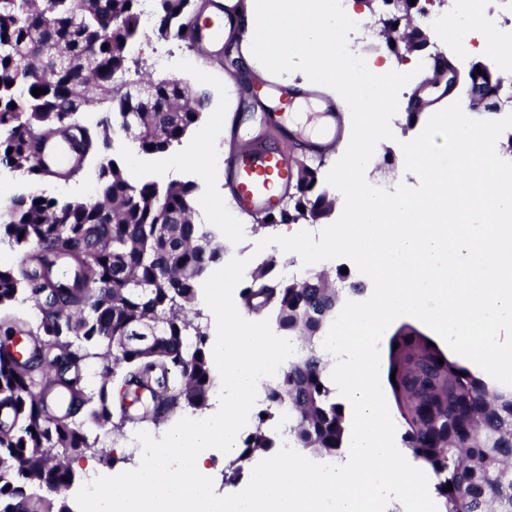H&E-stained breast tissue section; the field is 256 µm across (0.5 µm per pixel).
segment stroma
I'll list each match as a JSON object with an SVG mask.
<instances>
[{"label":"stroma","instance_id":"obj_1","mask_svg":"<svg viewBox=\"0 0 512 512\" xmlns=\"http://www.w3.org/2000/svg\"><path fill=\"white\" fill-rule=\"evenodd\" d=\"M350 7L371 25L369 37L359 45L365 55L387 58L393 69L405 71L411 70L414 61L429 57L430 51L426 48L409 50L402 47L398 52H391L380 34L378 23L385 11L382 0H351ZM502 44L504 49L498 53H469L455 58L460 68L484 65L503 79L498 107L491 111H474V118L495 120L512 113V37H504ZM135 58L139 69L152 79L176 78L193 89L206 92L208 107L175 149V153L183 157L179 166H171L172 155L133 151L128 139L119 132L111 136L108 157L117 159L124 167L133 168L135 177L142 181L162 185L172 181L194 182L197 198L202 203L200 213L205 222L219 228V241L226 247L228 256L247 259V272L267 267L272 277L284 278L282 266L269 264L270 257L278 254V246L261 252L255 249L258 240L272 235V228H257L255 219L238 209L224 187V155L231 149L230 124L238 121L248 127L257 122V114L246 93L240 90L233 67L226 63L223 55L203 54L189 48L187 43L162 41L152 35L140 39ZM428 118V113L424 112L417 122L410 124L404 113L396 114L391 121L394 140L380 145L374 163L366 170L370 183L389 190L402 180L415 185L414 177L400 175L403 157L399 144L415 138ZM97 188L98 171L93 167L85 168L80 177L65 182L54 178L30 179L0 166V209L20 194L90 200L95 198Z\"/></svg>","mask_w":512,"mask_h":512}]
</instances>
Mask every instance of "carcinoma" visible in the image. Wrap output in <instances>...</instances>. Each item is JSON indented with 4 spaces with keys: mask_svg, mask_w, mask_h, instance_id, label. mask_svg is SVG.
I'll return each mask as SVG.
<instances>
[{
    "mask_svg": "<svg viewBox=\"0 0 512 512\" xmlns=\"http://www.w3.org/2000/svg\"><path fill=\"white\" fill-rule=\"evenodd\" d=\"M143 2L83 0L78 9L74 0H0V165L43 178L41 141L71 133L82 158L98 162L100 179L92 201L20 195L0 210V239L22 252L0 266V333L7 341L26 334L38 354L19 360L0 346V408L10 415L0 429V512H70L59 500L74 480L70 461L108 456L85 421L117 431L157 425L207 407L214 383L202 313L192 304L225 249L213 225L195 218L196 186L135 181L105 156L116 130L146 154L168 153L207 108L206 94L177 79L150 82L146 98L128 94L126 86L143 80L129 49L145 24L159 38L192 40L194 0H151L148 13ZM55 52L65 63L43 64ZM35 88L47 93L36 97ZM91 103L103 107L98 122H78ZM318 184L316 168L299 167L291 204L258 227L322 218L331 201ZM337 279L339 289L320 273L274 283L262 271L242 290L246 313L271 316L282 335L303 344L267 387L268 405L242 455L273 447L265 424L283 413L293 447L326 456L342 448L344 412L314 349L336 317L340 290H355L347 275ZM20 293L38 307L33 329L12 309ZM429 342L404 326L389 345L402 445L432 470L443 512H512V390ZM92 364L95 391L83 374ZM141 389L153 406L134 414Z\"/></svg>",
    "mask_w": 512,
    "mask_h": 512,
    "instance_id": "carcinoma-1",
    "label": "carcinoma"
}]
</instances>
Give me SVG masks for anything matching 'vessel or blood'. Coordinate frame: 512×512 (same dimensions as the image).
<instances>
[{
	"label": "vessel or blood",
	"instance_id": "1",
	"mask_svg": "<svg viewBox=\"0 0 512 512\" xmlns=\"http://www.w3.org/2000/svg\"><path fill=\"white\" fill-rule=\"evenodd\" d=\"M209 8L212 21L199 29L193 38L194 45L201 49L220 45L224 40L225 22L237 16L235 0H210ZM261 120L281 137L284 149L268 146L249 128L235 124L231 134L236 147L224 158L225 186L238 208L253 216L265 215L287 198L294 177L288 147L300 146L309 160L322 162L335 151L344 136L343 124L337 117L333 118L329 133L314 140L298 139L286 128L283 113L266 112ZM38 161L43 166L57 169L76 163L77 158L72 148L54 150L47 146Z\"/></svg>",
	"mask_w": 512,
	"mask_h": 512
}]
</instances>
